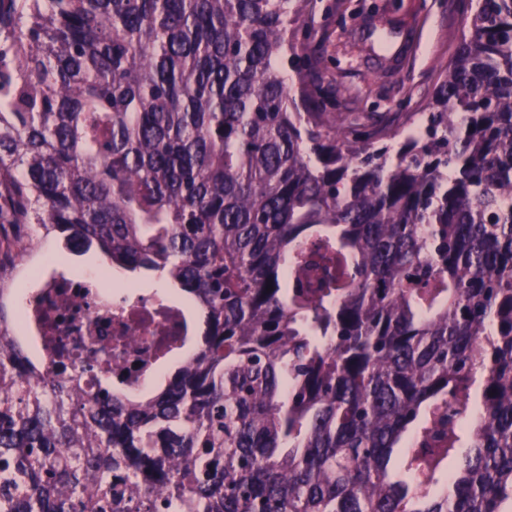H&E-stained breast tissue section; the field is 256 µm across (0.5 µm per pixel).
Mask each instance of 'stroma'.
Segmentation results:
<instances>
[{"label": "stroma", "instance_id": "1", "mask_svg": "<svg viewBox=\"0 0 512 512\" xmlns=\"http://www.w3.org/2000/svg\"><path fill=\"white\" fill-rule=\"evenodd\" d=\"M470 0H309L299 57L326 58L313 80L337 130L416 127L454 57Z\"/></svg>", "mask_w": 512, "mask_h": 512}]
</instances>
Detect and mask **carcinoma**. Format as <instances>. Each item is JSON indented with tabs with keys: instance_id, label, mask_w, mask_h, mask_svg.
I'll return each mask as SVG.
<instances>
[{
	"instance_id": "obj_1",
	"label": "carcinoma",
	"mask_w": 512,
	"mask_h": 512,
	"mask_svg": "<svg viewBox=\"0 0 512 512\" xmlns=\"http://www.w3.org/2000/svg\"><path fill=\"white\" fill-rule=\"evenodd\" d=\"M306 6L0 0V512H512V0L366 140L278 67ZM35 226L205 348L158 392L42 372Z\"/></svg>"
}]
</instances>
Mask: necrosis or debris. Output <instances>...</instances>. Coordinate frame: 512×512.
I'll list each match as a JSON object with an SVG mask.
<instances>
[{"instance_id": "necrosis-or-debris-1", "label": "necrosis or debris", "mask_w": 512, "mask_h": 512, "mask_svg": "<svg viewBox=\"0 0 512 512\" xmlns=\"http://www.w3.org/2000/svg\"><path fill=\"white\" fill-rule=\"evenodd\" d=\"M37 290L19 328L31 343L42 370L53 371L55 358L45 347L56 337L77 367L111 361L120 368L142 365L140 385L152 382L167 358L189 349L199 332L184 306L142 297L135 278L110 285V271L73 278L47 265L33 270ZM173 336L164 345L158 329Z\"/></svg>"}]
</instances>
